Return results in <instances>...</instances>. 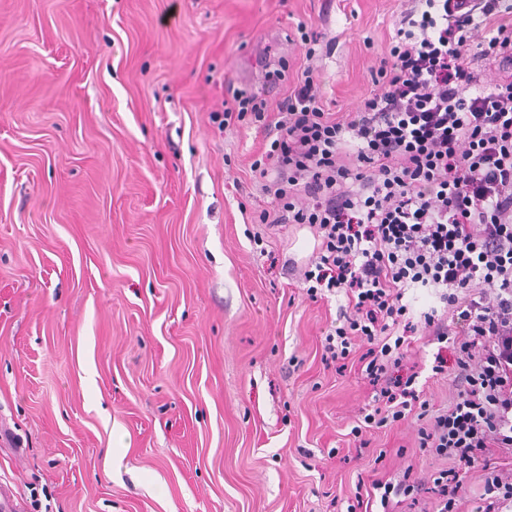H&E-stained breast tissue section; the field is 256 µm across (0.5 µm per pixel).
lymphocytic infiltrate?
I'll return each instance as SVG.
<instances>
[{
	"instance_id": "f902f5d3",
	"label": "lymphocytic infiltrate",
	"mask_w": 512,
	"mask_h": 512,
	"mask_svg": "<svg viewBox=\"0 0 512 512\" xmlns=\"http://www.w3.org/2000/svg\"><path fill=\"white\" fill-rule=\"evenodd\" d=\"M419 2L399 20L356 111L326 110L312 66L318 39L301 22V75L289 81L284 65L264 74L265 84H290L276 114L261 92L237 89L212 118L224 130L249 114L263 127L269 146L251 164L270 200L261 220L305 224L318 237L302 273L307 294H341L349 307L325 337L326 359L345 370L354 338L367 343L359 363L377 394L354 440L416 410L430 415L414 376L392 369L406 337L447 340L436 313L417 321L403 302L406 289H440L462 324L461 391L419 431L422 452L455 462L428 478L435 512H459L475 466L487 471L476 512H501L512 483L490 472L486 451L512 447V11L496 0ZM478 58L496 64L495 91L481 90ZM419 487L408 473L376 480L357 506L392 512L393 498Z\"/></svg>"
}]
</instances>
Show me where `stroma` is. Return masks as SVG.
<instances>
[{"instance_id":"obj_1","label":"stroma","mask_w":512,"mask_h":512,"mask_svg":"<svg viewBox=\"0 0 512 512\" xmlns=\"http://www.w3.org/2000/svg\"><path fill=\"white\" fill-rule=\"evenodd\" d=\"M412 0H0V485L22 512H347L426 479L416 415L349 441L375 392L322 340L347 308L299 278L308 225L271 227L229 87L298 22L331 111L354 110ZM414 336L433 412L458 398ZM421 480H418L412 477L411 473H405L403 475V479L400 480L396 485L392 482H383L382 480H375L372 482V486L370 489L366 488V500H364L363 495L358 492L355 496L357 504H349L347 511L348 512H356L357 509L364 508V512H370L372 504L374 503V499L376 498L375 491H378L380 494V506L383 509V512H392L391 504L392 498L391 496H401L404 497H412L414 493H418V490L421 488ZM383 490V491H382Z\"/></svg>"}]
</instances>
